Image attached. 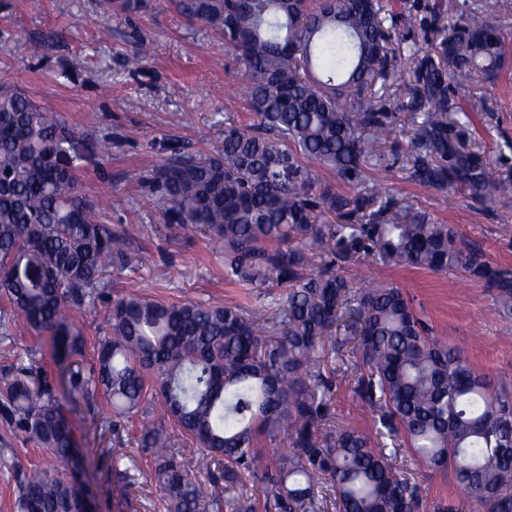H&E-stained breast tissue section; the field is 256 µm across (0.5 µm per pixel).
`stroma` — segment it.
<instances>
[{
    "label": "stroma",
    "instance_id": "35a3bbf8",
    "mask_svg": "<svg viewBox=\"0 0 512 512\" xmlns=\"http://www.w3.org/2000/svg\"><path fill=\"white\" fill-rule=\"evenodd\" d=\"M139 3L137 10H116L104 20L96 0H0V83L54 110L74 130L71 158L80 176L78 188L92 200L111 198L106 223L141 225L135 238L141 263L121 274L118 290L165 300L250 305L257 290L225 281L223 259L202 235L175 231L167 241L155 237L161 217L139 186L142 172L168 156L169 146L211 155L224 141L225 117L253 121L240 93L244 77L223 42L211 38L203 23L180 14L173 0ZM466 3L492 11L509 53L505 68L491 80H453L456 130L483 165L503 178L497 200L489 207L477 204L456 180L442 191L409 180L399 167L376 172L373 180L391 196L454 225L460 238L479 245L489 261L512 267V0ZM18 40L41 41L45 52L36 58L14 53L11 47ZM140 46L147 56L134 73L129 58ZM476 95L486 100L487 111H466ZM106 138L112 141L107 156L101 149ZM342 267L353 278L402 288L422 306L437 335L465 350L475 368L512 388V315L498 309L493 289L455 271L371 264L358 256ZM46 369L77 431L97 512H160L148 461L134 442L113 432L109 403L100 398L88 406L71 393L66 373L51 363ZM351 383V376L338 377L330 414L337 424L374 430L372 413L354 396ZM116 454L122 455L123 466L134 468L135 485L115 481ZM42 460L32 443L0 425V512H15L17 466ZM408 469L425 500H459L452 472L413 463Z\"/></svg>",
    "mask_w": 512,
    "mask_h": 512
}]
</instances>
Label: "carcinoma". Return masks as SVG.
Here are the masks:
<instances>
[{
	"label": "carcinoma",
	"mask_w": 512,
	"mask_h": 512,
	"mask_svg": "<svg viewBox=\"0 0 512 512\" xmlns=\"http://www.w3.org/2000/svg\"><path fill=\"white\" fill-rule=\"evenodd\" d=\"M235 52L247 78L250 124L224 122L212 156L171 149L143 178L161 213V238L205 235L224 257V280L275 282L280 301L243 307L169 302L137 293L112 300L107 331L83 365L85 337L71 310L94 308L110 277L133 266L136 224H105L109 207L77 190L56 165L74 137L57 113L0 85V333L14 318L44 339L71 391L112 405L121 428L152 457L164 512H419L404 450L451 470L463 497L485 512H512V392L494 385L464 351L434 334L414 300L388 283L357 285L333 267L354 250L368 260L458 271L496 290L512 313V269L489 262L456 231L400 203L367 174L405 159L408 178L445 190L448 176L486 204L503 181L455 143L448 80L491 78L506 63L497 24L458 3L431 16L398 65L399 26L383 0H173ZM136 0H98L102 17ZM391 81L420 110L403 148L398 108L367 95ZM345 185L316 191L309 163ZM375 408V435L330 421L336 372ZM0 424L43 452L18 477V512H81L91 494L77 439L44 366L16 356L0 390ZM287 440L267 454L261 440ZM192 444V461L182 444ZM207 474L201 481L198 473ZM251 484L259 500L232 492Z\"/></svg>",
	"instance_id": "carcinoma-1"
}]
</instances>
